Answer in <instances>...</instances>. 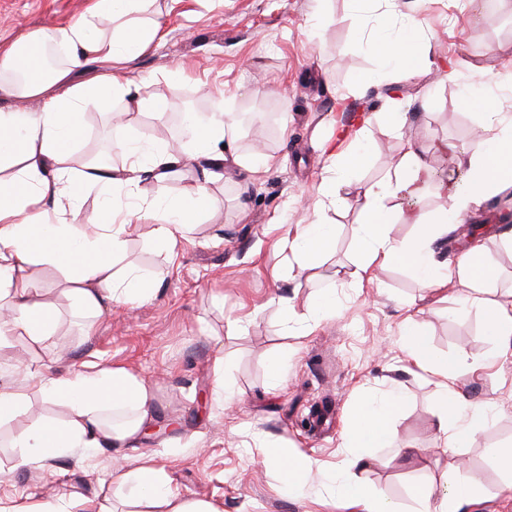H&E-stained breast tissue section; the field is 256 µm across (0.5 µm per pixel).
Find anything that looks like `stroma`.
Wrapping results in <instances>:
<instances>
[{"instance_id":"1","label":"stroma","mask_w":512,"mask_h":512,"mask_svg":"<svg viewBox=\"0 0 512 512\" xmlns=\"http://www.w3.org/2000/svg\"><path fill=\"white\" fill-rule=\"evenodd\" d=\"M91 0H0V45L29 32L79 21ZM327 15L321 39L308 20L315 9ZM421 15L435 42L447 78L420 77L403 87V106L418 117L432 168L451 167L452 156L471 154L465 128L480 125L478 108L464 106L465 91L476 90V69L493 74L501 111L512 113V65L496 52L512 44V0H423ZM372 16L368 0H149L142 15L158 21L154 41L117 68L126 78L151 76L145 97L162 100L163 113L137 118L138 136L160 145L182 133L179 113L210 112L208 89L219 87L231 112H250L249 128L231 136L236 154L252 156L250 139L265 137L270 164L259 173L234 165L211 186L214 215L181 241L175 255L161 249L155 223H137L116 271L132 267L144 276L149 294L119 303L85 329L63 295L65 272L40 266L45 301L59 314L54 336L41 344L16 336L0 345V379L47 367L84 370L87 364L122 367L145 378L153 394L158 432H146L136 447L94 448L83 460L66 456L50 468L17 467L14 434L39 416H64L32 396V410L0 426V499L34 496L53 512L68 501L109 502L126 512L125 492L109 484L114 463L131 470L143 465L164 469L172 490L185 501L206 502L220 512H362L336 492L349 456L344 429L357 405L395 387L404 403L395 420L397 447L368 449L371 464L356 476L381 490L397 512H419L416 485L436 482L457 461L482 484L483 495L467 512H512V478L488 455L489 447L512 443V359L493 360L495 343L481 310L456 292L422 288L413 270L374 267L369 278L351 273L360 260V202L350 197L332 219L336 251L319 267L302 270L279 241L311 220L315 188L327 174L318 145L349 129L363 110H382L387 90L380 63L344 18L352 12ZM344 111H337V97ZM81 132L66 165L82 171L85 159L108 150L112 121L85 108ZM369 141L377 151L361 181L386 177L406 149V141L381 124H372ZM194 174L185 170L139 186L138 203L188 194ZM495 201L465 217L495 268L496 290L512 289V248L504 246ZM329 292L336 314L310 333L284 325L272 297L290 298L304 309L309 295ZM430 334L435 354L466 353L482 366L466 377L461 390L473 403L489 402L497 413L467 445L446 448L436 441L438 403L427 379L408 363L401 348L400 324L408 309ZM237 322L229 331V322ZM223 356L234 394L225 405L212 393L214 360ZM281 378L272 381V369ZM285 446L290 455L318 460L319 470L300 489L289 488L281 472L268 465L251 433ZM416 449L421 461L409 464L398 447Z\"/></svg>"}]
</instances>
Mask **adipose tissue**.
Listing matches in <instances>:
<instances>
[{"mask_svg":"<svg viewBox=\"0 0 512 512\" xmlns=\"http://www.w3.org/2000/svg\"><path fill=\"white\" fill-rule=\"evenodd\" d=\"M145 2L94 0L90 14L80 21L35 30L0 50V98H32L39 103L34 112L0 107V342L20 335L40 343L55 333L59 317L55 308L39 300L40 282L33 271L38 264L68 265V292L90 320L111 304L144 295L142 275L133 269L117 274L112 259L123 252L134 222L142 216L131 199L134 188L146 179L167 178L200 158L209 161L190 193L159 206L164 222L155 233L168 251H175L179 240L212 216L210 186L223 176L228 158L224 143L234 124L233 113L218 104L191 122L186 133L189 148H152L135 136L132 118L144 111H162L163 103L143 97L141 82L121 79L112 71L114 61L143 51L158 33L157 23L140 21ZM381 2L377 23L360 15L351 19L353 27L366 33L391 77L387 109L363 117L362 122L376 121L396 133L409 122L407 112L399 107L402 84L422 75L440 81L445 74L436 62L424 18L414 11L396 10L395 0ZM102 20L113 21L110 34L99 33L97 24ZM89 62L101 66L96 80L71 83L70 73ZM117 99L126 110L114 127L112 146L122 152L125 164L114 168L95 163L82 176H73L65 162L82 110L91 105L105 111ZM481 108L484 137L465 161L468 186L447 190L448 206L440 215L420 206L408 212L401 208L403 200L415 197L416 184L428 170L417 143L407 144L393 176L362 186L364 259L353 275L363 277L375 264H399L412 269L428 290L459 288L482 310L486 330L495 341V358L507 359L512 358V291L488 293L495 270L480 246H470L452 266L441 258L448 234L459 227L463 214L512 187V119L498 112L492 100H484ZM321 149L334 174L323 178L316 189L312 222L280 241L303 269L334 251V226L328 214L346 204L352 175L370 156L362 136L353 145L341 137L330 139ZM79 182L102 186L105 199L96 211L82 212L75 191ZM401 220L414 225L411 238L392 236V224ZM401 341L408 358L434 386L440 406L437 441L447 448L465 445L492 414L489 405L466 404L460 391L461 379L477 369V361L463 354L449 361L438 359L422 323L411 315L401 324ZM35 393L43 401L63 405L67 418L37 420L13 437L22 465L37 462L47 467L57 457L82 448L134 447L154 420L153 396L141 377L122 368H96L18 375L11 384L0 386V423L26 415ZM401 408L402 398L394 390L364 401L351 417L348 447L396 445L393 421ZM264 454L290 485L306 483L318 469L316 460L293 457L278 446H265ZM107 479L128 487L132 498L146 500L151 512H216L211 505L181 500L160 468H114ZM415 496L423 512H464L479 499V483L444 472L433 487L418 489Z\"/></svg>","mask_w":512,"mask_h":512,"instance_id":"obj_1","label":"adipose tissue"}]
</instances>
